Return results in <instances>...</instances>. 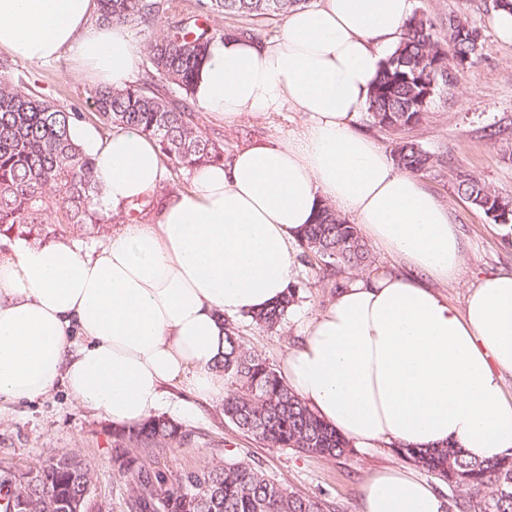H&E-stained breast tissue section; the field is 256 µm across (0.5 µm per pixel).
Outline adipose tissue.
Listing matches in <instances>:
<instances>
[{
    "label": "adipose tissue",
    "mask_w": 512,
    "mask_h": 512,
    "mask_svg": "<svg viewBox=\"0 0 512 512\" xmlns=\"http://www.w3.org/2000/svg\"><path fill=\"white\" fill-rule=\"evenodd\" d=\"M414 0H319L256 42L214 39L193 102L222 117L305 114L291 140L238 149L192 170L187 193L153 222L113 225L97 247L15 239L0 254V404L63 386L112 424L140 423L167 389L224 394L215 366L224 321L283 297L297 243L321 200L353 216L410 271L348 279L306 321L284 361L289 387L360 448L450 445L472 460L512 453V275H488L464 306L453 280L463 245L447 207L355 126ZM97 0H0V49L35 64L68 56L99 85L134 80L127 26L97 23ZM73 139L96 159L100 204L119 212L156 193L166 169L155 141L117 127ZM360 512H442L435 487L406 468L371 472Z\"/></svg>",
    "instance_id": "obj_1"
}]
</instances>
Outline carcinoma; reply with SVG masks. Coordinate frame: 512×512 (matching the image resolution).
I'll use <instances>...</instances> for the list:
<instances>
[{
  "instance_id": "obj_1",
  "label": "carcinoma",
  "mask_w": 512,
  "mask_h": 512,
  "mask_svg": "<svg viewBox=\"0 0 512 512\" xmlns=\"http://www.w3.org/2000/svg\"><path fill=\"white\" fill-rule=\"evenodd\" d=\"M308 0H99L97 21L134 23L148 28L165 16L173 25L146 47L149 68L142 79L123 89L98 86L91 92L94 116L107 131L127 127L155 140L170 174L224 160V145L212 139L204 118L189 104L194 78L209 43L233 33L260 40L245 23L286 17ZM236 19L240 28L209 29L200 18ZM479 30L462 17L448 20L438 35L435 24L413 13L405 37L382 64L368 105L372 125L386 131L422 123L436 97L450 89L458 74L475 63ZM82 118L21 89L11 70L0 65V235L14 234L48 242L104 236L112 224L154 210L151 195L138 207L114 215L98 206L101 189L94 180V158L74 142L71 129ZM395 165L420 175L435 167L434 156L411 138L395 141ZM457 194L498 224H512V197L476 177L459 173ZM300 248L307 263L342 286V274L370 265V252L358 225L323 203L305 225ZM298 292L288 288L281 301L250 315L269 330L280 327ZM216 369L232 391L224 398V419L268 447L325 458L353 451L351 442L326 425L288 386L278 371L248 348L235 325L225 327L224 356ZM113 465L132 474L128 512H329L321 499L286 492L251 459L227 458L170 478L153 465L150 453L191 437L183 425L164 415L112 431ZM404 461L433 475L451 493L448 512H512V454L491 461L469 460L452 447L395 448ZM94 478V464L76 452H63L35 469V477L6 485L5 510L26 498L29 512H60L57 498L83 491Z\"/></svg>"
}]
</instances>
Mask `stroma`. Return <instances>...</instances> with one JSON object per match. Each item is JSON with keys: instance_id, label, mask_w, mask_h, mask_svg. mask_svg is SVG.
I'll use <instances>...</instances> for the list:
<instances>
[{"instance_id": "1", "label": "stroma", "mask_w": 512, "mask_h": 512, "mask_svg": "<svg viewBox=\"0 0 512 512\" xmlns=\"http://www.w3.org/2000/svg\"><path fill=\"white\" fill-rule=\"evenodd\" d=\"M414 9L440 26L447 25L450 17H467L482 36L476 62L460 75L455 88L434 101L422 124L409 132L440 160L421 181L447 206L461 233L463 265L454 280L439 286L460 307L480 277L512 273V230L495 224L454 188L456 173L463 171L512 195V42H503L497 34L492 0H415ZM0 64L10 66L21 78L22 89L58 105L74 104L84 113H93L90 92L94 84L73 60L64 57L49 64H32L0 50ZM303 123L302 113L289 110L265 117L246 115L231 126L219 116L206 117L208 133L229 154L247 144L287 140ZM293 283L299 301L278 330L260 329L243 315L235 319L248 347L277 369L299 343L305 321L323 310L335 294L322 271L304 262ZM189 402L195 412L186 417L180 410ZM162 412L192 432L187 441L157 454L158 465L167 475L229 455L248 456L285 491L320 497L335 512H359L362 487L371 469L403 464L389 446L357 448L339 459L264 446L225 420L221 401L193 399L178 386L171 388ZM112 430L109 420L78 406L59 386L34 401L0 406V467L35 469L58 453L78 452L95 464V496L106 512H127L125 500L132 477L112 463Z\"/></svg>"}]
</instances>
